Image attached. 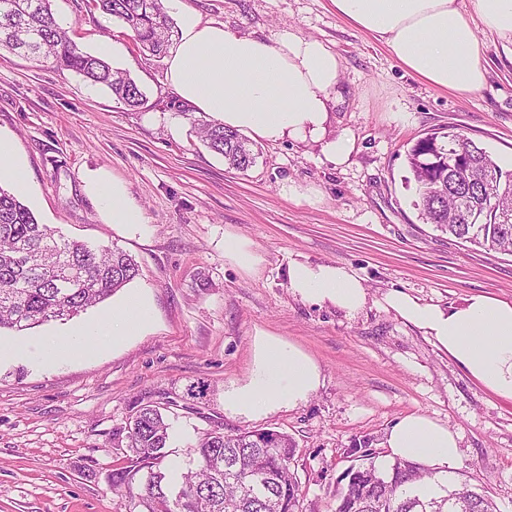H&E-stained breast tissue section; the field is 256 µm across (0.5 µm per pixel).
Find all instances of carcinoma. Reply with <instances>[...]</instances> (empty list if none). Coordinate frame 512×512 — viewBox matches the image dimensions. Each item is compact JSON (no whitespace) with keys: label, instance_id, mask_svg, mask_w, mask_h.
<instances>
[{"label":"carcinoma","instance_id":"1","mask_svg":"<svg viewBox=\"0 0 512 512\" xmlns=\"http://www.w3.org/2000/svg\"><path fill=\"white\" fill-rule=\"evenodd\" d=\"M52 0H0V49L71 70L92 87H104L131 109L147 103L130 73L81 50L55 17ZM88 7L121 21L140 52L164 54L174 35L166 0H87ZM209 149L228 167L246 171L256 161L252 144L217 120L201 124ZM448 146L434 135L408 150L421 219L465 243L512 253V168L497 163L474 141L463 151L477 165L470 180L441 160ZM139 267L119 248L93 246L37 221L30 208L0 186V330L21 332L65 321L97 306L136 278ZM126 439L130 468L113 474L112 487L139 498L146 512H298L300 483L291 461L292 437L276 431L226 433L213 429L200 439L196 460L181 475V496L162 471L168 456L169 424L157 402L137 404L116 439ZM146 471L140 493L132 480ZM433 476L416 462L397 461L379 471L369 461L350 467L336 493L334 512H497L494 500L468 484L424 500L415 485Z\"/></svg>","mask_w":512,"mask_h":512}]
</instances>
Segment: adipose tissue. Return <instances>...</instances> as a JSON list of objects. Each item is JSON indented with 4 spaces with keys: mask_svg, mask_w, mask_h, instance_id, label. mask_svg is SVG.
<instances>
[{
    "mask_svg": "<svg viewBox=\"0 0 512 512\" xmlns=\"http://www.w3.org/2000/svg\"><path fill=\"white\" fill-rule=\"evenodd\" d=\"M337 14L384 43L391 57L423 82L467 97L486 83L484 27L512 44V0H331ZM166 79L179 97L208 117L249 136L321 143L326 158L343 164L352 142L327 139L330 104L339 103L343 64L321 39L284 30L271 38L204 24L184 12L180 35L167 58ZM293 295L330 305L353 317L367 302L359 275L341 263L288 264ZM386 309L418 328L468 376L495 396L512 401V301L473 294L457 306L424 304L393 289ZM151 317L133 288L112 317L116 336L140 335ZM321 384V369L305 351L260 335L247 380L224 390V408L248 419L306 403ZM387 446L396 458L435 471L418 484L421 495L439 494L437 478L462 458L460 437L427 414L412 412L390 428Z\"/></svg>",
    "mask_w": 512,
    "mask_h": 512,
    "instance_id": "adipose-tissue-1",
    "label": "adipose tissue"
}]
</instances>
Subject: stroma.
Instances as JSON below:
<instances>
[{"mask_svg":"<svg viewBox=\"0 0 512 512\" xmlns=\"http://www.w3.org/2000/svg\"><path fill=\"white\" fill-rule=\"evenodd\" d=\"M52 8L83 51L111 44L107 59L148 98L132 111L103 88L51 64L0 50V135L29 174L22 197L39 223L136 259L152 320L142 335L112 341L115 294L67 321L0 332L17 348L0 362V512H133L113 492L128 466L113 431L139 402L161 403L170 423L172 482L215 426L293 437L299 512H333L356 442L387 459L397 419L422 412L456 430L463 456L449 485L468 483L512 512V402L472 381L417 328L385 309L398 289L425 304L456 306L483 293L512 301V256L483 251L423 223L406 154L418 139L458 129L499 163L512 164V53L485 30L487 84L457 97L406 72L385 46L339 17L330 0H180L169 14L272 37L284 30L327 41L343 61L342 100L326 135H350L348 161L331 164L316 142L256 140L240 172L200 140L202 113L166 80V61L141 54L118 20L86 0ZM119 183L142 216L112 221L99 186ZM247 239L252 270L224 255L225 235ZM350 265L369 291L356 316L316 306L288 288V263ZM77 327L98 333L91 355L47 358L46 344ZM264 330L309 353L321 385L295 408L248 420L224 410V389L253 367ZM202 384L203 393L187 390Z\"/></svg>","mask_w":512,"mask_h":512,"instance_id":"obj_1","label":"stroma"}]
</instances>
